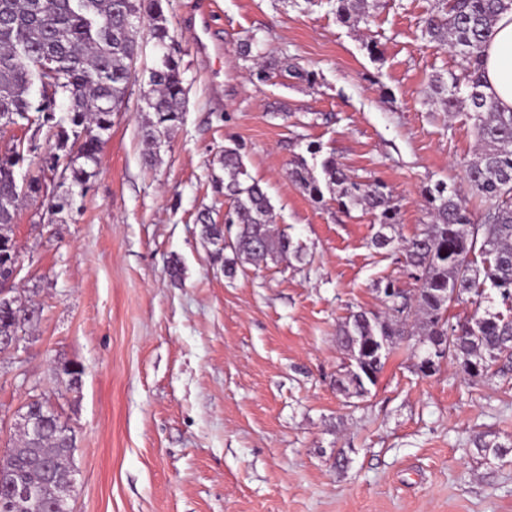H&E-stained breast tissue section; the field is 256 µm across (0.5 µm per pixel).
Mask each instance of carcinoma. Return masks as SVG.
Masks as SVG:
<instances>
[{"label": "carcinoma", "mask_w": 512, "mask_h": 512, "mask_svg": "<svg viewBox=\"0 0 512 512\" xmlns=\"http://www.w3.org/2000/svg\"><path fill=\"white\" fill-rule=\"evenodd\" d=\"M164 0H0V113L10 112L45 131L55 150L42 159V173H65L70 185L87 187L94 176L112 129V116L125 106L135 79L132 62L140 50V31L147 24L158 62L149 73L142 94V111L152 117L141 126L143 140L158 144L182 119L186 88L181 58L175 49L164 13ZM336 18L357 25L367 21L368 0H331ZM512 10V0H434L422 20L421 34L448 47L454 68L430 80L445 112L469 110L480 147L466 165L470 193L440 182L425 189L432 221L401 246L385 233L398 223V208L387 186L379 180H356L329 157L322 162L319 180L306 160L297 157L289 178L308 198L323 201L331 191L339 205L365 206L379 211L380 230L372 243L378 249L398 248L404 264L418 283L412 295L389 280L385 288L387 311L350 312L336 341L345 354L339 374V391L347 397H364L369 389L359 382L361 361L380 375L389 352L405 336H423L422 346L436 340L448 342L447 360L457 365L467 380L512 371V307L491 310L490 304L512 303V110L505 111L487 96L483 85L482 48L489 41L497 18ZM50 87L51 98L41 101L36 92ZM66 103L61 110L58 100ZM37 146L18 139L0 151V289L10 277L16 251L12 226L19 203L40 195L46 177H32L21 185L17 169ZM224 166V225L202 211L197 221L204 239L216 243L233 233L224 259V274L291 257L303 248L272 228L273 206L265 190L252 180L238 150L226 148ZM489 303L481 308L482 302ZM472 303L473 314L451 322L455 304ZM29 306L14 295L0 304V334L24 332L39 321ZM62 424H48L37 432L19 431L18 444L6 451L5 460L18 481L34 489L46 483L48 471L63 476L71 471L68 442ZM48 495L38 501L1 504L0 512H49Z\"/></svg>", "instance_id": "cac0c4a2"}]
</instances>
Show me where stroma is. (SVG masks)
Here are the masks:
<instances>
[{
  "mask_svg": "<svg viewBox=\"0 0 512 512\" xmlns=\"http://www.w3.org/2000/svg\"><path fill=\"white\" fill-rule=\"evenodd\" d=\"M431 4L378 0L350 27L327 0H216L212 61L196 49V0H170L188 95L150 164L140 105L156 55L141 31L137 80L89 189L54 216L28 199L14 223L16 294L42 318L0 358V451L17 443L19 407L49 402L76 431L71 512H512V373L469 381L445 362L421 376L409 337L368 397L337 392L342 322L381 310L380 280L416 283L400 252L372 245L377 212L330 193L312 202L288 177L294 157L317 172L332 156L382 181L400 240L430 221L424 187L467 190L477 139L465 111L432 100L453 56L421 36ZM247 40L297 74L252 78ZM228 148L301 259L225 277L228 252L197 216L224 218ZM64 362L82 366L78 386L59 382ZM479 435L506 455L481 452Z\"/></svg>",
  "mask_w": 512,
  "mask_h": 512,
  "instance_id": "35a3bbf8",
  "label": "stroma"
}]
</instances>
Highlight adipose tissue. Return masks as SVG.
<instances>
[{
  "instance_id": "adipose-tissue-1",
  "label": "adipose tissue",
  "mask_w": 512,
  "mask_h": 512,
  "mask_svg": "<svg viewBox=\"0 0 512 512\" xmlns=\"http://www.w3.org/2000/svg\"><path fill=\"white\" fill-rule=\"evenodd\" d=\"M485 91L500 107L512 109V11L503 13L485 47Z\"/></svg>"
}]
</instances>
